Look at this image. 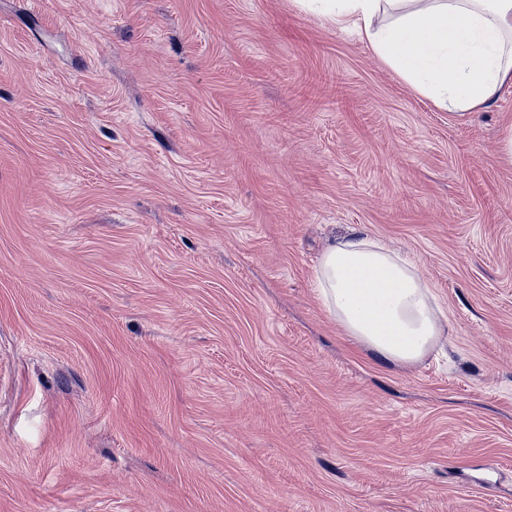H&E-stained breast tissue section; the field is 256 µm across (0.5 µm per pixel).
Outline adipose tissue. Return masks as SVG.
<instances>
[{
    "label": "adipose tissue",
    "instance_id": "obj_1",
    "mask_svg": "<svg viewBox=\"0 0 512 512\" xmlns=\"http://www.w3.org/2000/svg\"><path fill=\"white\" fill-rule=\"evenodd\" d=\"M373 53L438 107L486 106L512 81V0H296ZM313 290L344 336L380 359L419 363L447 321L416 263L352 233L326 246Z\"/></svg>",
    "mask_w": 512,
    "mask_h": 512
}]
</instances>
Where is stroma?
Returning <instances> with one entry per match:
<instances>
[{
	"label": "stroma",
	"mask_w": 512,
	"mask_h": 512,
	"mask_svg": "<svg viewBox=\"0 0 512 512\" xmlns=\"http://www.w3.org/2000/svg\"><path fill=\"white\" fill-rule=\"evenodd\" d=\"M509 128L295 0H0V512H512ZM354 230L414 366L311 287ZM312 287L343 336L387 362L419 363L450 329L417 264L359 232L326 246Z\"/></svg>",
	"instance_id": "stroma-1"
}]
</instances>
